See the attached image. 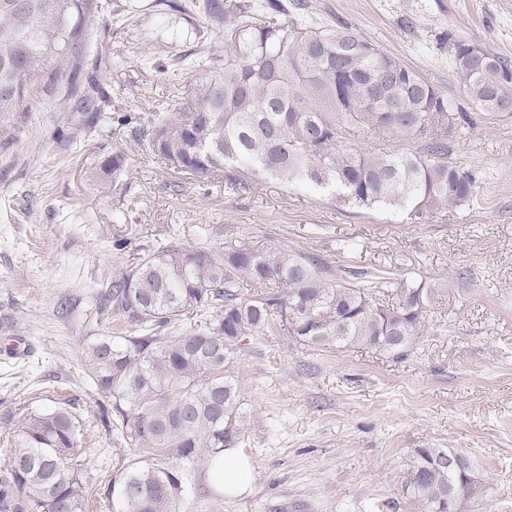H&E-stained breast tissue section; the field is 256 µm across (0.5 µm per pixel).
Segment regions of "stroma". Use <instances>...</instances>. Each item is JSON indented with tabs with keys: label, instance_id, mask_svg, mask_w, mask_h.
Here are the masks:
<instances>
[{
	"label": "stroma",
	"instance_id": "obj_1",
	"mask_svg": "<svg viewBox=\"0 0 512 512\" xmlns=\"http://www.w3.org/2000/svg\"><path fill=\"white\" fill-rule=\"evenodd\" d=\"M304 2L310 25H349L461 112L474 107L451 40L512 60V0ZM204 3L95 0L66 73L41 85L17 141L0 149V414L20 420L71 399L88 439L84 467L91 480L110 478L111 401L84 348L120 326L98 311L113 274L175 241L300 250L337 268L437 281L448 295L401 358L277 332L247 339L228 373L247 417L238 447L254 467L251 490L219 498L192 473L186 512H420L402 480L428 446L475 466L479 489L459 512H512V112L475 116L448 144L450 161L483 174L476 201L419 223L270 178L237 191L133 148L120 177L104 173L125 140L115 114L178 108L223 54L224 30ZM89 96L95 108L82 111Z\"/></svg>",
	"mask_w": 512,
	"mask_h": 512
}]
</instances>
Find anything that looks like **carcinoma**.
I'll list each match as a JSON object with an SVG mask.
<instances>
[{
	"instance_id": "carcinoma-1",
	"label": "carcinoma",
	"mask_w": 512,
	"mask_h": 512,
	"mask_svg": "<svg viewBox=\"0 0 512 512\" xmlns=\"http://www.w3.org/2000/svg\"><path fill=\"white\" fill-rule=\"evenodd\" d=\"M94 0H0V147L13 144L32 92L61 74ZM224 62L176 112L121 115L127 138L175 169L216 175L248 191L262 177L329 193L346 207H390L422 219L473 201L479 171L448 161V137L473 119L399 59L344 24L315 29L280 0L221 5ZM457 80L479 112L512 104V63L454 40ZM407 135L417 146L367 154L356 130ZM126 154L103 164L120 174ZM284 248L222 250L171 243L112 276L100 309L127 324L86 344L90 376L112 397L115 453L103 495L112 512H185L191 470L210 473L245 428L226 366L246 339L277 330L303 346L402 355L427 334V313L446 289L426 280L368 282ZM259 290L248 295L243 285ZM397 292L384 306L376 289ZM192 313L201 324L181 333ZM393 336V344L386 337ZM83 423L68 400L34 412L15 430L0 469V512H85L95 487L79 461ZM450 448H417L407 469L426 477L404 490L422 512H444L456 485L477 478L432 469Z\"/></svg>"
}]
</instances>
